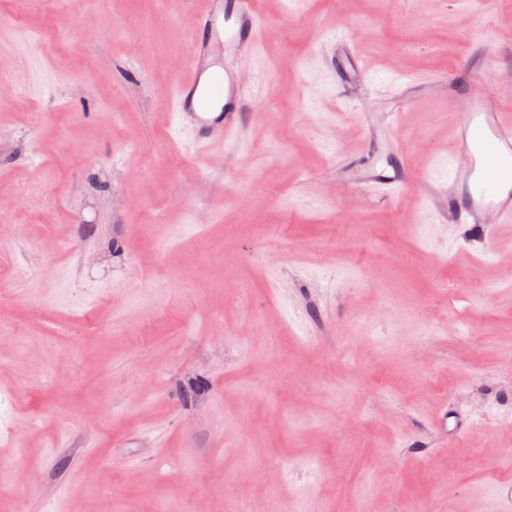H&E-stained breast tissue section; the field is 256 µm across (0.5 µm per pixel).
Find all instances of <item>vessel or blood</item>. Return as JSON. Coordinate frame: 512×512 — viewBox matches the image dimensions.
I'll return each instance as SVG.
<instances>
[{
	"instance_id": "1",
	"label": "vessel or blood",
	"mask_w": 512,
	"mask_h": 512,
	"mask_svg": "<svg viewBox=\"0 0 512 512\" xmlns=\"http://www.w3.org/2000/svg\"><path fill=\"white\" fill-rule=\"evenodd\" d=\"M258 30L253 0H212L194 20L189 73L176 78L170 95L178 119L191 129L199 149L227 143L241 132L247 102L237 78L222 67L226 54L258 45ZM335 47L345 72L365 78L350 35L337 33ZM488 66L486 55L471 52L462 63L470 74L469 90L448 96L449 111L458 115L448 210L458 224L512 223V118L486 79ZM409 177L403 163L393 174H372L366 184L401 186Z\"/></svg>"
}]
</instances>
